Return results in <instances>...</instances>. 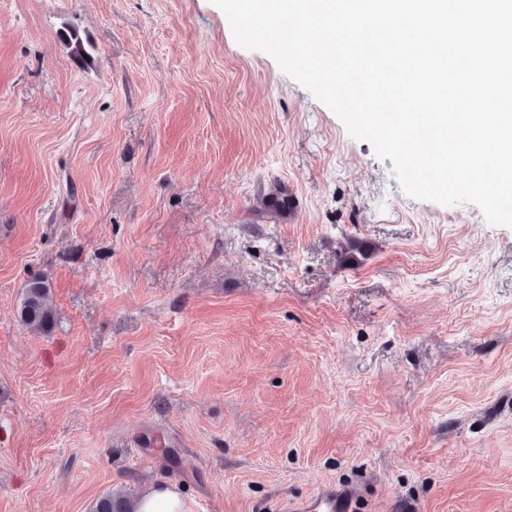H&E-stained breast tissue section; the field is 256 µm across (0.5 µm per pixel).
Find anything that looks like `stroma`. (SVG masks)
<instances>
[{
    "label": "stroma",
    "instance_id": "35a3bbf8",
    "mask_svg": "<svg viewBox=\"0 0 512 512\" xmlns=\"http://www.w3.org/2000/svg\"><path fill=\"white\" fill-rule=\"evenodd\" d=\"M163 480L512 512V228L406 194L213 0H0V512ZM51 287L43 275H35L28 280L18 308V319L27 328L42 333L49 331L55 322L50 307Z\"/></svg>",
    "mask_w": 512,
    "mask_h": 512
}]
</instances>
